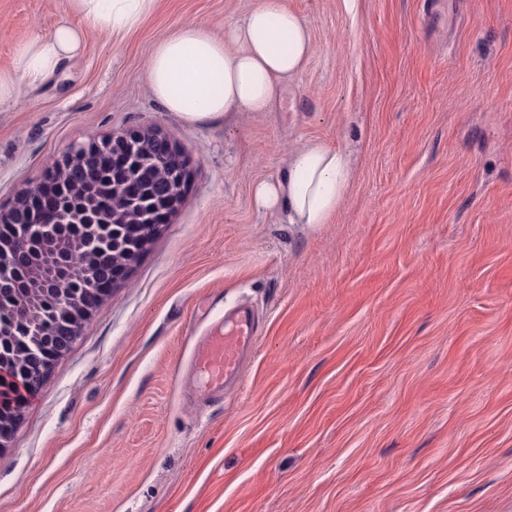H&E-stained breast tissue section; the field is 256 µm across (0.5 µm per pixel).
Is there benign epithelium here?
<instances>
[{"label": "benign epithelium", "mask_w": 512, "mask_h": 512, "mask_svg": "<svg viewBox=\"0 0 512 512\" xmlns=\"http://www.w3.org/2000/svg\"><path fill=\"white\" fill-rule=\"evenodd\" d=\"M180 150L166 136L149 130L115 131L99 142L75 144L61 162V168L50 171L47 180L56 185L55 198L48 208L24 209L12 206L0 211V224H9L13 237L26 243L22 251L0 244V280L9 279L15 287L51 288L55 279L71 277L80 287L100 288L107 280H123L136 263L139 254L127 247L112 252V271L96 261V234L117 224L142 225L145 239L158 235L167 223L159 219V207L124 206L116 202L123 191V181L147 164L161 172H170L179 184L190 181L187 166L176 163ZM79 295L65 301H53L58 324L67 329L59 342L60 354H67L85 328L83 314L78 311ZM39 294L25 304L18 319L28 328V335H42V306ZM49 368H40L24 377L12 388L22 387L24 395L12 405L21 416L29 402L39 393Z\"/></svg>", "instance_id": "7a95c632"}]
</instances>
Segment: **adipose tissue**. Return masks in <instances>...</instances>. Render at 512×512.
I'll list each match as a JSON object with an SVG mask.
<instances>
[{
  "label": "adipose tissue",
  "instance_id": "1",
  "mask_svg": "<svg viewBox=\"0 0 512 512\" xmlns=\"http://www.w3.org/2000/svg\"><path fill=\"white\" fill-rule=\"evenodd\" d=\"M82 26L60 23L50 34L32 31L14 50L13 65L0 71V103H20L51 79L62 64L81 57L88 33L122 35L136 30L158 0H68ZM315 44L303 18L284 0H258L242 20L216 35L188 24L161 36L143 79L165 111L183 125L217 126L236 112H266L295 77ZM348 182L345 155L311 141L294 151L286 171L254 189L257 207L285 209L292 224H325L335 213Z\"/></svg>",
  "mask_w": 512,
  "mask_h": 512
}]
</instances>
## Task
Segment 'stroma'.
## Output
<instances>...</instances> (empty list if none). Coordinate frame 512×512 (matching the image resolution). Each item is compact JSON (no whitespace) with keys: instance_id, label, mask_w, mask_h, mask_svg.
Masks as SVG:
<instances>
[{"instance_id":"35a3bbf8","label":"stroma","mask_w":512,"mask_h":512,"mask_svg":"<svg viewBox=\"0 0 512 512\" xmlns=\"http://www.w3.org/2000/svg\"><path fill=\"white\" fill-rule=\"evenodd\" d=\"M258 0H159L18 105L0 204L76 143L156 130L184 201L0 449V512H512V0H284L315 50L268 112L188 128L142 78L187 23ZM66 0H0V69ZM350 156L326 224L257 208L310 141ZM262 315L241 391L179 362L197 312Z\"/></svg>"}]
</instances>
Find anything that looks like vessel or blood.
<instances>
[{
  "mask_svg": "<svg viewBox=\"0 0 512 512\" xmlns=\"http://www.w3.org/2000/svg\"><path fill=\"white\" fill-rule=\"evenodd\" d=\"M258 340L255 319L247 311L224 314L222 331L210 333L193 351L190 363L210 392H224L242 381L241 369Z\"/></svg>",
  "mask_w": 512,
  "mask_h": 512,
  "instance_id": "obj_1",
  "label": "vessel or blood"
}]
</instances>
